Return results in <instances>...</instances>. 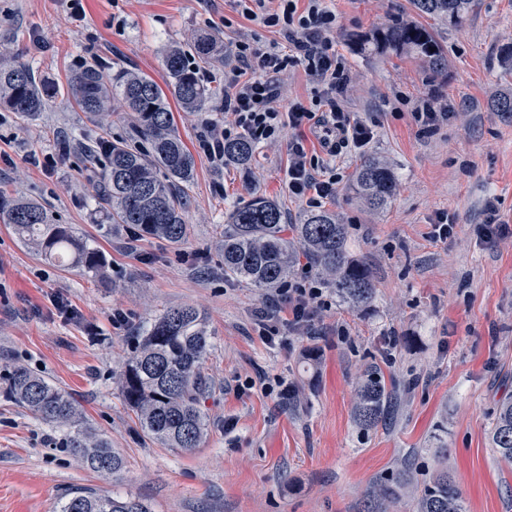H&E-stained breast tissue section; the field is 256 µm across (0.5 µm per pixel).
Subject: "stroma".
I'll list each match as a JSON object with an SVG mask.
<instances>
[{
  "label": "stroma",
  "mask_w": 512,
  "mask_h": 512,
  "mask_svg": "<svg viewBox=\"0 0 512 512\" xmlns=\"http://www.w3.org/2000/svg\"><path fill=\"white\" fill-rule=\"evenodd\" d=\"M332 7L343 22L336 49L351 67L350 108L374 139L350 154L349 172L322 206L347 224L350 251L369 266L376 291L354 310L327 291L325 336L266 344L256 322L267 292L224 276L225 212L257 197L277 200L292 224L309 211L284 189L286 142L257 148L245 169L200 154L206 124L224 120L231 58L216 53L205 68L216 92L209 109L174 114L196 159L188 235L178 245L94 219L81 147L91 137H128L120 115L99 119L64 95L31 120L0 110V190L44 203L108 262L107 280L94 279L45 259L0 223V368L40 371L124 461L110 476L90 470L65 448L66 429L0 397V512H59L80 489L133 498L152 512H382L374 489L406 459L416 483L448 468L468 512H512V466L489 440L496 405L512 398V237L476 231L494 216L512 225V118L490 107L512 85L497 61L512 42V0H474L458 27L425 19L447 54L440 75L415 58L361 54L352 43L391 17L412 16L410 0ZM250 32L273 38L238 17L230 0H0V44L36 77L60 84L93 55L113 71L159 81L168 46L181 45L191 60L197 36L224 44ZM427 94L454 115L421 135L412 112ZM371 155L399 179L380 213L351 189L353 170ZM441 213L455 226L445 243L432 236ZM185 305L206 319L212 348L201 371L214 385L200 403L207 429L188 451L145 436L117 388L146 327ZM116 310L127 317L119 328ZM338 325L346 339L333 335ZM373 363L400 383L401 399L391 427L366 434L352 407L357 378ZM262 376L284 380L292 395L238 393Z\"/></svg>",
  "instance_id": "1"
}]
</instances>
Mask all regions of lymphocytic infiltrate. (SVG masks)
Instances as JSON below:
<instances>
[{
  "label": "lymphocytic infiltrate",
  "instance_id": "obj_1",
  "mask_svg": "<svg viewBox=\"0 0 512 512\" xmlns=\"http://www.w3.org/2000/svg\"><path fill=\"white\" fill-rule=\"evenodd\" d=\"M238 15L275 29L280 41L257 47L240 37L231 50L236 62L224 79V125H207L201 146L208 159L224 158L228 142L244 138L256 145L290 131L285 188L290 197L317 206L336 193L342 173L337 157L362 149L373 128L349 112L343 93L350 82L347 59L336 50L338 19L329 0H233ZM302 67L312 83L311 97L284 101L280 77ZM317 147H310L309 139ZM260 322L266 342L279 339L282 327L307 333L326 306L323 290L309 269L289 278L270 295Z\"/></svg>",
  "mask_w": 512,
  "mask_h": 512
}]
</instances>
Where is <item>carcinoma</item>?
Returning a JSON list of instances; mask_svg holds the SVG:
<instances>
[{
    "mask_svg": "<svg viewBox=\"0 0 512 512\" xmlns=\"http://www.w3.org/2000/svg\"><path fill=\"white\" fill-rule=\"evenodd\" d=\"M415 9L451 27L460 26L472 0H413ZM362 54L398 55L419 59L433 73L445 67V56L435 36L409 19L391 18L385 27L355 40ZM218 41L201 36L195 42L198 57L208 59ZM0 53V107L31 119L63 92L84 112L96 115L121 112L134 139L100 138L84 146L92 163L90 181L100 209L110 224L125 225L140 234L170 243L187 234V194L195 158L174 125L171 103L187 112H201L213 91L198 76L180 47L168 48L165 77L159 84L132 70L112 73L110 63L98 57L84 61L65 87L36 81L29 66L4 59ZM255 145L238 139L224 148L228 161L248 164ZM353 189L371 210L381 212L396 195L398 182L390 166L370 157L356 170ZM0 222L12 225L18 238L49 258L68 260L95 277L105 276V259L69 224H59L41 204L13 198L0 191ZM347 226L329 210L311 211L298 224L286 223L280 206L267 198L230 210L224 224V275L255 288L270 290L288 280L291 268L305 259L350 308L371 303L375 285L366 264L347 247ZM212 347L202 314L193 307L170 309L145 331L119 378L123 401L137 415L140 428L166 448L190 450L199 446L206 430L200 400L208 391L201 374ZM4 395L44 423L73 430L66 441L73 455L98 473L118 471L122 459L108 443L84 425L81 414L62 390L20 365L4 369ZM398 403L395 381L377 364L366 368L357 385L353 416L369 432L393 420ZM492 446L500 460L512 464V399L499 402L491 427ZM410 481L401 469L376 495L394 501ZM417 512H467V506L448 470L441 469L423 482ZM60 512H150L135 499L114 498L77 491L62 503Z\"/></svg>",
    "mask_w": 512,
    "mask_h": 512,
    "instance_id": "1",
    "label": "carcinoma"
}]
</instances>
